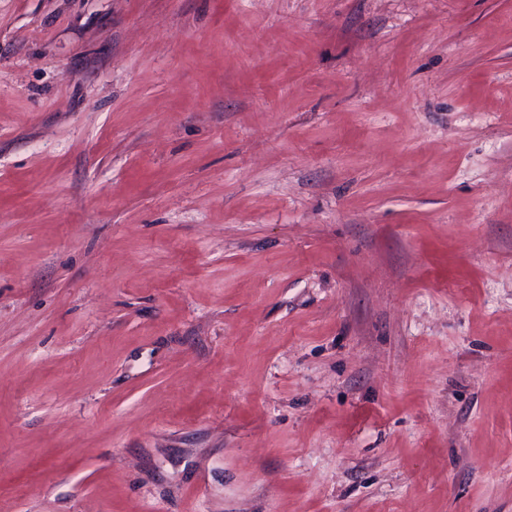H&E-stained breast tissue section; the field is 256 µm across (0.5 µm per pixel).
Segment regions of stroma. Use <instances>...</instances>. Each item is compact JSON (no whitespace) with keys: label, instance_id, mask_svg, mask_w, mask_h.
I'll list each match as a JSON object with an SVG mask.
<instances>
[{"label":"stroma","instance_id":"obj_1","mask_svg":"<svg viewBox=\"0 0 512 512\" xmlns=\"http://www.w3.org/2000/svg\"><path fill=\"white\" fill-rule=\"evenodd\" d=\"M0 512H512V0H0Z\"/></svg>","mask_w":512,"mask_h":512}]
</instances>
